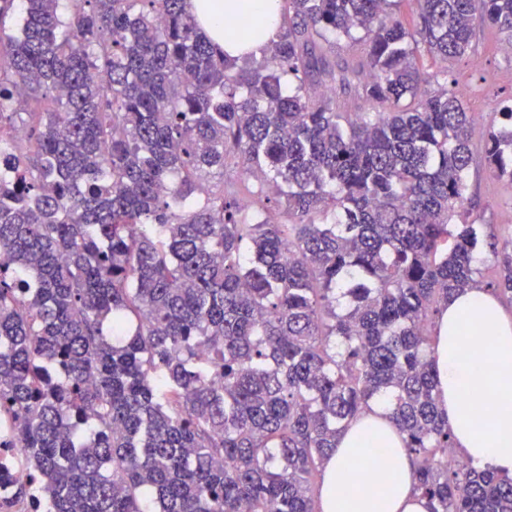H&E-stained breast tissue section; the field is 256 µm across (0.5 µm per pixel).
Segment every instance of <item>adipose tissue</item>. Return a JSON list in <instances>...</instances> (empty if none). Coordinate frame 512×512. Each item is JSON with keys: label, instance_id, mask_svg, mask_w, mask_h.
<instances>
[{"label": "adipose tissue", "instance_id": "obj_1", "mask_svg": "<svg viewBox=\"0 0 512 512\" xmlns=\"http://www.w3.org/2000/svg\"><path fill=\"white\" fill-rule=\"evenodd\" d=\"M270 0H191L200 31L228 59L261 56L280 18ZM245 4L258 31L246 38L226 35L223 20ZM432 359L440 406L454 445L477 466L512 475V318L487 291L454 295L439 324ZM384 449L381 459L366 447ZM322 512H428L413 489V466L384 405L353 420L324 469Z\"/></svg>", "mask_w": 512, "mask_h": 512}]
</instances>
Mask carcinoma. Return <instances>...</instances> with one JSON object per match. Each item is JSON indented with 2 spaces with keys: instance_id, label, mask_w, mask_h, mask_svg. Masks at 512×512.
<instances>
[{
  "instance_id": "obj_1",
  "label": "carcinoma",
  "mask_w": 512,
  "mask_h": 512,
  "mask_svg": "<svg viewBox=\"0 0 512 512\" xmlns=\"http://www.w3.org/2000/svg\"><path fill=\"white\" fill-rule=\"evenodd\" d=\"M283 2L229 61L190 0H0V416L30 512H320L382 396L429 512H512V477L447 462L438 321L466 288L512 305V251L483 279L474 115L420 62L473 52L477 16L512 47V0H410V28L402 0Z\"/></svg>"
}]
</instances>
